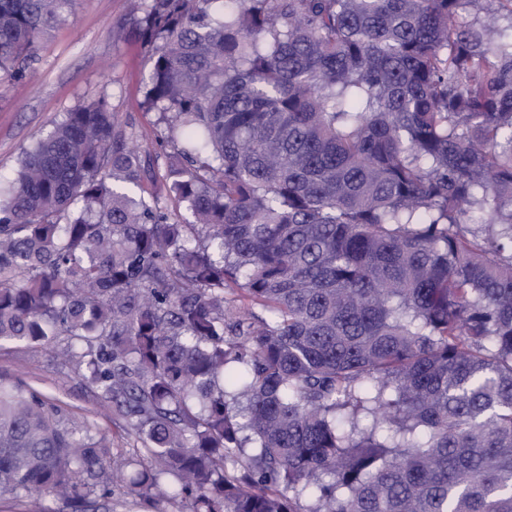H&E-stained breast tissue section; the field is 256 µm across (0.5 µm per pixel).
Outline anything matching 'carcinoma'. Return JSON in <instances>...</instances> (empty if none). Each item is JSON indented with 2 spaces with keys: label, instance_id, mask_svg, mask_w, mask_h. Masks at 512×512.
I'll return each instance as SVG.
<instances>
[{
  "label": "carcinoma",
  "instance_id": "cac0c4a2",
  "mask_svg": "<svg viewBox=\"0 0 512 512\" xmlns=\"http://www.w3.org/2000/svg\"><path fill=\"white\" fill-rule=\"evenodd\" d=\"M72 2L0 0V71ZM134 4L174 152L104 99L23 151L0 343L148 462L0 380V497L86 512L133 466L190 512H512V0ZM0 378L32 387L60 406L65 414L87 419L110 439L114 454L146 461L141 440L127 430L122 421L97 414V399L92 389L56 361L50 348L3 343L0 345Z\"/></svg>",
  "mask_w": 512,
  "mask_h": 512
}]
</instances>
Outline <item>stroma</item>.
<instances>
[{
  "label": "stroma",
  "mask_w": 512,
  "mask_h": 512,
  "mask_svg": "<svg viewBox=\"0 0 512 512\" xmlns=\"http://www.w3.org/2000/svg\"><path fill=\"white\" fill-rule=\"evenodd\" d=\"M130 10L131 0H74L36 45L25 72L0 79V176H14L23 149L66 112L101 97L144 149L160 151L166 129L144 104L149 56ZM0 378L32 387L64 413L87 419L110 439L114 453L145 458L141 440L122 421L99 415L92 389L50 348L0 345Z\"/></svg>",
  "instance_id": "1"
}]
</instances>
